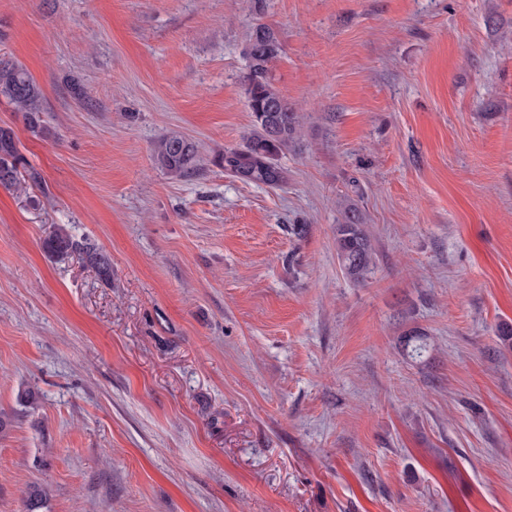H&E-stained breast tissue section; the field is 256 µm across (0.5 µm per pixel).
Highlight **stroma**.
I'll return each instance as SVG.
<instances>
[{
	"label": "stroma",
	"mask_w": 512,
	"mask_h": 512,
	"mask_svg": "<svg viewBox=\"0 0 512 512\" xmlns=\"http://www.w3.org/2000/svg\"><path fill=\"white\" fill-rule=\"evenodd\" d=\"M259 18L302 122L278 189L218 158ZM1 58L47 133L0 101L45 188H0V512H512V0H0ZM170 132L201 174L154 164ZM22 112L27 128L36 135L46 131L43 92L40 85L18 62L0 59V100ZM374 249L358 210L349 208L345 220L336 226V255L344 274L363 282L374 262ZM44 253L54 260H65L73 256L80 257L94 268L102 281L112 278V264L109 256L95 241L83 237L76 238L63 226L56 227L42 242Z\"/></svg>",
	"instance_id": "stroma-1"
}]
</instances>
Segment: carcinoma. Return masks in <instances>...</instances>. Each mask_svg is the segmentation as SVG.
Masks as SVG:
<instances>
[{"instance_id":"cac0c4a2","label":"carcinoma","mask_w":512,"mask_h":512,"mask_svg":"<svg viewBox=\"0 0 512 512\" xmlns=\"http://www.w3.org/2000/svg\"><path fill=\"white\" fill-rule=\"evenodd\" d=\"M283 52L279 34L266 23L255 24L244 48L248 108L254 129L243 145L224 149L219 155L224 171L245 182L280 188L288 181L276 157L299 137L301 121L298 112L272 82V68ZM0 100L23 114L27 128L36 135L46 131L43 115V92L40 85L18 62L0 59ZM154 164L173 178L197 175L202 169L198 147L190 138L168 133L152 144ZM0 186L19 194L42 187V176L25 163L19 153L11 129L0 127ZM44 253L54 260L80 257L94 268L101 280L112 278L109 256L95 241L76 238L63 227H56L42 242ZM336 255L344 274L362 282L374 262V249L358 210L351 208L345 220L336 225ZM410 356L419 357L426 346L421 333L415 331L404 340ZM46 492L38 484L27 487L26 512H41Z\"/></svg>"}]
</instances>
